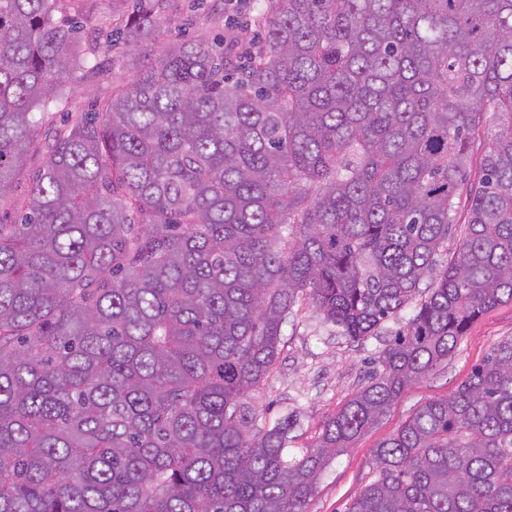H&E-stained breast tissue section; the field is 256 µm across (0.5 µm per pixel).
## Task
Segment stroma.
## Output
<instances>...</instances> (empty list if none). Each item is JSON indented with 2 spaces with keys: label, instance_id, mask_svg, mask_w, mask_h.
Masks as SVG:
<instances>
[{
  "label": "stroma",
  "instance_id": "obj_1",
  "mask_svg": "<svg viewBox=\"0 0 512 512\" xmlns=\"http://www.w3.org/2000/svg\"><path fill=\"white\" fill-rule=\"evenodd\" d=\"M256 0H249L243 14L225 18L224 0H164L157 14L159 30L152 42L154 52L167 43L190 40L218 42L228 27L243 31L236 47L248 59L249 39L258 32ZM126 0H81L78 13L87 41L115 27ZM140 51L135 46H100L95 73L74 71L62 98L52 102L45 124L36 135L61 126L64 119L84 112L101 111L112 95L127 89L133 78L132 60ZM512 338V301L485 311L468 327L447 362L428 375L409 382L388 414L350 448L332 459L322 471L311 498L309 512H347L351 502L372 478L371 451L425 402L448 396L470 376L493 346ZM283 350L269 383L255 392L253 403L267 422L297 414L299 424L291 434L288 452L297 455L314 444L322 421L340 410L364 385L372 369L371 358L380 350L376 339L354 344L337 336L325 325L310 304H302L293 322L283 329Z\"/></svg>",
  "mask_w": 512,
  "mask_h": 512
}]
</instances>
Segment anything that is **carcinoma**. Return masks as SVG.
I'll list each match as a JSON object with an SVG mask.
<instances>
[{
    "instance_id": "carcinoma-1",
    "label": "carcinoma",
    "mask_w": 512,
    "mask_h": 512,
    "mask_svg": "<svg viewBox=\"0 0 512 512\" xmlns=\"http://www.w3.org/2000/svg\"><path fill=\"white\" fill-rule=\"evenodd\" d=\"M58 2L0 0V512H306L325 465L512 301V0H263L236 75L188 41L136 64L16 199L34 109L97 69ZM160 2L133 0L119 38L151 36ZM305 300L357 344L412 315L290 456L293 422L251 398ZM372 460L348 512H512V339Z\"/></svg>"
}]
</instances>
